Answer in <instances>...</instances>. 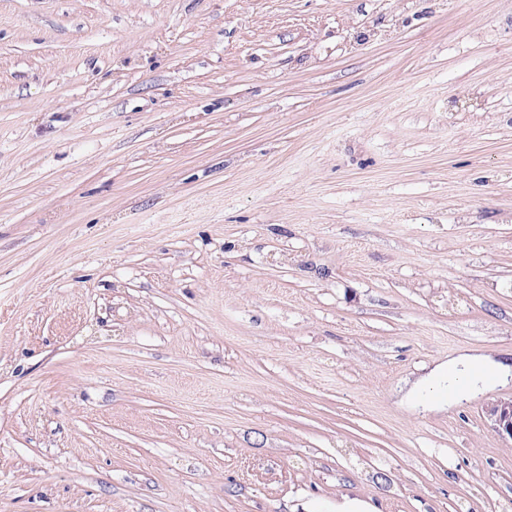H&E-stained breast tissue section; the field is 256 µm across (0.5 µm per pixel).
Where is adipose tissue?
Masks as SVG:
<instances>
[{
    "label": "adipose tissue",
    "mask_w": 512,
    "mask_h": 512,
    "mask_svg": "<svg viewBox=\"0 0 512 512\" xmlns=\"http://www.w3.org/2000/svg\"><path fill=\"white\" fill-rule=\"evenodd\" d=\"M437 383H452L453 401H460L485 387L489 380L499 382L512 378V367L506 363H488L485 358L463 354L449 362L447 367L436 368L432 373Z\"/></svg>",
    "instance_id": "ef3b65f1"
}]
</instances>
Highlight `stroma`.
<instances>
[{
	"mask_svg": "<svg viewBox=\"0 0 512 512\" xmlns=\"http://www.w3.org/2000/svg\"><path fill=\"white\" fill-rule=\"evenodd\" d=\"M512 0H0V512H512ZM488 376H492L498 382H507L510 378L509 365L503 362L490 364L484 357L463 354L448 362L447 371L443 367H438L432 372V377L440 388L445 381L455 383L448 394L450 406L485 387L488 384ZM487 415L491 429L503 438L512 440V398H500L490 403Z\"/></svg>",
	"mask_w": 512,
	"mask_h": 512,
	"instance_id": "obj_1",
	"label": "stroma"
}]
</instances>
